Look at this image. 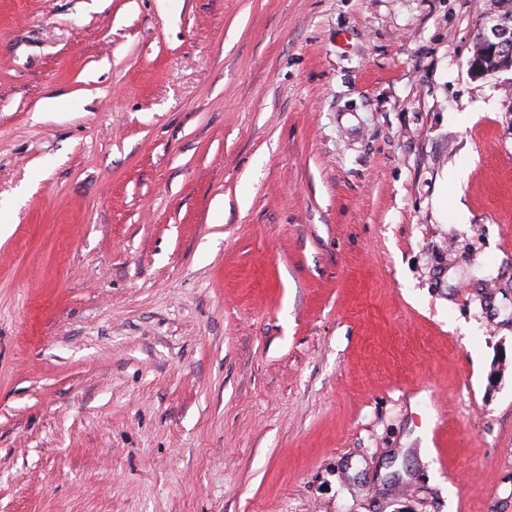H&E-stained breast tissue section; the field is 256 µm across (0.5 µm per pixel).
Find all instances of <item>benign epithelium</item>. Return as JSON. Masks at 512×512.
<instances>
[{
  "label": "benign epithelium",
  "mask_w": 512,
  "mask_h": 512,
  "mask_svg": "<svg viewBox=\"0 0 512 512\" xmlns=\"http://www.w3.org/2000/svg\"><path fill=\"white\" fill-rule=\"evenodd\" d=\"M470 69L476 75L512 70V0H499L481 18Z\"/></svg>",
  "instance_id": "benign-epithelium-1"
}]
</instances>
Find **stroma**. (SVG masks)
I'll return each instance as SVG.
<instances>
[{
    "label": "stroma",
    "instance_id": "stroma-1",
    "mask_svg": "<svg viewBox=\"0 0 512 512\" xmlns=\"http://www.w3.org/2000/svg\"><path fill=\"white\" fill-rule=\"evenodd\" d=\"M493 0H0V512H512ZM470 69L476 75L512 70V2L510 0H500L481 18L473 35Z\"/></svg>",
    "mask_w": 512,
    "mask_h": 512
}]
</instances>
